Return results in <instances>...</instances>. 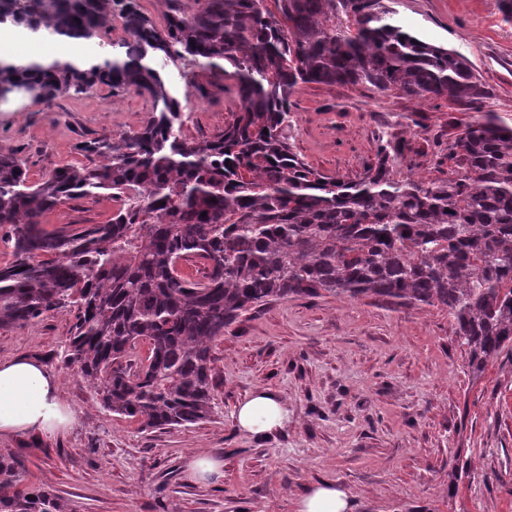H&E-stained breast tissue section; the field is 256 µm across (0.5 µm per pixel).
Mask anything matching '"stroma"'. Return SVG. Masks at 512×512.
Masks as SVG:
<instances>
[{
  "mask_svg": "<svg viewBox=\"0 0 512 512\" xmlns=\"http://www.w3.org/2000/svg\"><path fill=\"white\" fill-rule=\"evenodd\" d=\"M399 22L468 59L488 95L483 103L421 99L365 84L298 85L288 143L315 170L361 178L385 143L400 144L395 176H447L449 142L481 112L512 127V22L498 0H392ZM183 132L201 140L223 131L240 108L199 70ZM149 96L100 87L51 104L0 108V154L27 161L30 180L92 164L81 142L139 129ZM108 194L69 201L44 218L47 230L106 223ZM73 312L50 311L0 328V359H38L76 417L53 437L1 434L0 454L24 464L26 481L51 489L68 512H297L304 486L336 483L353 512H512V354L472 378L447 311L368 297L293 296L243 313L212 345V413L183 426L140 430L105 412L86 380L63 360ZM279 396L284 429L257 438L234 411L257 389ZM194 453L224 461V481L187 483Z\"/></svg>",
  "mask_w": 512,
  "mask_h": 512,
  "instance_id": "35a3bbf8",
  "label": "stroma"
}]
</instances>
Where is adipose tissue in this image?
Segmentation results:
<instances>
[{"label": "adipose tissue", "mask_w": 512, "mask_h": 512, "mask_svg": "<svg viewBox=\"0 0 512 512\" xmlns=\"http://www.w3.org/2000/svg\"><path fill=\"white\" fill-rule=\"evenodd\" d=\"M235 419L239 429L264 436L285 424L287 412L274 394L260 390L238 404ZM73 421L59 399L56 378L38 360L22 356L0 361V434H54ZM352 504L342 487L321 483L305 487L298 512H350Z\"/></svg>", "instance_id": "ef3b65f1"}]
</instances>
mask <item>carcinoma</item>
I'll return each mask as SVG.
<instances>
[{
  "mask_svg": "<svg viewBox=\"0 0 512 512\" xmlns=\"http://www.w3.org/2000/svg\"><path fill=\"white\" fill-rule=\"evenodd\" d=\"M127 39H105L112 3ZM157 29L138 0H0L4 23L103 49L85 69L0 59V104L50 103L104 85L148 95L145 124L81 150L101 164L29 179L0 154V227L15 261L0 267V328L51 310L75 311L66 367L95 384L103 407L144 429L207 418L212 344L244 312L325 291L393 305L440 306L478 377L512 348V127L485 112L448 144L458 168L418 182L396 178L390 153L357 181L325 176L283 134L300 83H362L419 98L478 102L467 59L405 29L387 0H170ZM233 81L241 110L224 131L183 134L184 103L169 69ZM105 191V224L47 231L43 216ZM204 270L189 279L184 266ZM141 343L148 356L135 357ZM0 454V512H67Z\"/></svg>",
  "mask_w": 512,
  "mask_h": 512,
  "instance_id": "1",
  "label": "carcinoma"
}]
</instances>
